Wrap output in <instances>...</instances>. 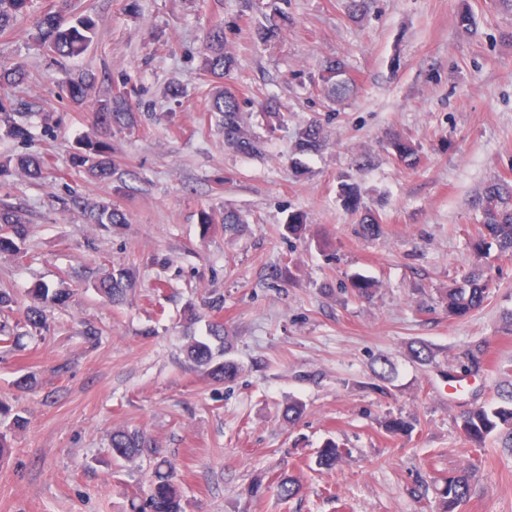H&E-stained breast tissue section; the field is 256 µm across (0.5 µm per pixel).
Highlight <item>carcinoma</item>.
I'll return each instance as SVG.
<instances>
[{
  "mask_svg": "<svg viewBox=\"0 0 512 512\" xmlns=\"http://www.w3.org/2000/svg\"><path fill=\"white\" fill-rule=\"evenodd\" d=\"M30 0H0V32L16 26L28 18ZM34 33L32 39L47 51L60 58H75L83 54L96 35V23L89 16H81L66 23L58 14H46L32 20ZM281 32L278 23L262 24L257 27L255 36L258 42L267 44L276 40ZM204 72L219 83L235 66V58L224 51V30L214 28L204 43ZM27 69L20 63L0 65V88L13 87L23 83ZM320 81L327 98L336 104L344 102L354 91V84L348 75L346 64L341 59H330L320 70ZM96 85V76L85 73L67 88V97L74 104L87 100L89 92ZM243 100L226 91H218L210 102V111L217 112L224 121V144L241 155H253L259 152L258 142L248 133L241 120ZM266 125L273 128L282 123L284 115L280 104L267 99L260 104ZM94 124L98 136L88 138L83 143V152L76 157V165L84 168L91 176L105 180L112 177L111 147L107 139L112 129L122 130L135 122L134 112L129 100L123 96L104 95L95 99L93 104ZM325 144L323 128L316 120L308 122L298 133L293 146L295 154H315ZM390 154L407 168L416 166L419 160V145L412 139L398 133L387 140ZM16 166L32 178L41 174L42 162L34 155H20L0 161V170ZM342 197L345 205L362 211L360 234L366 238L381 234V217L368 209H361V193L357 186L344 184ZM86 219L91 224L104 227L127 223L126 214L112 203L78 202ZM480 225L479 236L474 249H483L487 240H492L500 252L512 257V183L494 179L482 189L478 199ZM27 235V224L18 209L11 203L0 200V253L18 254L21 252ZM136 271L131 267H120L104 274L96 280L95 289L108 301L119 304L127 295L135 291ZM491 279L484 270L474 267L459 285L450 287L440 294V303L450 318H462L482 308L489 298ZM30 303L24 308L25 334L38 336L48 326L50 309L65 303L68 292L64 289L50 290L39 286L29 292ZM233 348L232 336L220 319H211L206 324L203 336H189L184 352L190 365L215 384L229 383L236 379L240 365L230 357ZM503 404L485 408L478 407L470 411L462 420V429L466 436L476 442L484 441L489 435L507 429L512 436V384L503 390ZM112 458L132 466L143 459L152 463L149 491L145 495L133 493L127 498L126 512H185V499L174 463L162 455L155 439L146 432L134 428H122L112 431L110 438ZM346 456V449L333 440L326 441L317 453L319 467L331 470L336 468ZM278 497L287 502L300 495L302 485L290 475L276 477ZM471 485L469 475L463 473L448 477L439 492L436 512H457V509L469 498Z\"/></svg>",
  "mask_w": 512,
  "mask_h": 512,
  "instance_id": "carcinoma-1",
  "label": "carcinoma"
}]
</instances>
